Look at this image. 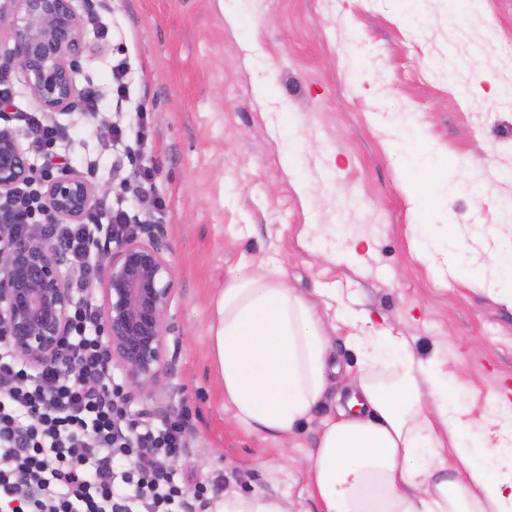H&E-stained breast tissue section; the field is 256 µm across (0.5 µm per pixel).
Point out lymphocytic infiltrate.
<instances>
[{
    "label": "lymphocytic infiltrate",
    "instance_id": "obj_1",
    "mask_svg": "<svg viewBox=\"0 0 512 512\" xmlns=\"http://www.w3.org/2000/svg\"><path fill=\"white\" fill-rule=\"evenodd\" d=\"M18 234L41 224L78 270L72 288L69 344L74 365L67 374L45 367L30 373L0 344V506L9 512H167L183 491L167 461L181 444L174 421L138 433L119 434L112 410V382L96 311L86 299L100 273L98 234L104 225L127 224L121 207L90 211L81 224H50L38 185L21 187L12 202ZM132 461L123 478L114 459Z\"/></svg>",
    "mask_w": 512,
    "mask_h": 512
}]
</instances>
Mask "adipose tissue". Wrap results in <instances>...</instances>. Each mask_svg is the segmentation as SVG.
Returning a JSON list of instances; mask_svg holds the SVG:
<instances>
[{
    "label": "adipose tissue",
    "mask_w": 512,
    "mask_h": 512,
    "mask_svg": "<svg viewBox=\"0 0 512 512\" xmlns=\"http://www.w3.org/2000/svg\"><path fill=\"white\" fill-rule=\"evenodd\" d=\"M351 342L362 362L352 395L307 454L320 512H512V448L489 470L460 442L442 361L417 358L389 330ZM210 344L234 422L282 443L339 371L321 316L274 259L225 280Z\"/></svg>",
    "instance_id": "obj_1"
}]
</instances>
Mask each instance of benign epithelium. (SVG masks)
Returning <instances> with one entry per match:
<instances>
[{
  "mask_svg": "<svg viewBox=\"0 0 512 512\" xmlns=\"http://www.w3.org/2000/svg\"><path fill=\"white\" fill-rule=\"evenodd\" d=\"M85 15L77 0H0V52L16 66L20 81L41 111H74L84 100L76 82L88 50L81 36ZM36 177L16 132L0 128V198ZM111 191L64 170L46 184L50 223L78 224ZM104 306L98 317L107 356L125 381L149 399L163 379L178 373L181 336L171 315L175 278L165 227L150 220L112 235L101 249ZM65 257L42 235L17 234L12 216L0 211V342L36 368L69 367L65 344L73 293L63 271ZM118 422L133 434L137 420L129 395L112 387ZM185 512H207L199 489L185 493Z\"/></svg>",
  "mask_w": 512,
  "mask_h": 512,
  "instance_id": "7a95c632",
  "label": "benign epithelium"
}]
</instances>
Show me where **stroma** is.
<instances>
[{"label":"stroma","instance_id":"stroma-1","mask_svg":"<svg viewBox=\"0 0 512 512\" xmlns=\"http://www.w3.org/2000/svg\"><path fill=\"white\" fill-rule=\"evenodd\" d=\"M107 27L82 37L80 87L93 113L51 114L66 137L108 139L113 57L132 65L147 110L145 146L159 221L171 245L183 334L175 416L183 446L170 461L183 488L261 492L289 512H319L306 456L351 388L333 378L289 448L236 425L224 408L209 327L241 256L277 258L288 284L323 314L330 355L358 372L341 319L366 309L448 371L464 444L484 455L512 444L498 410L512 388V304L491 290L488 256L512 241V0L448 21V0H92ZM488 76L474 90L472 76ZM432 150L423 170L397 150L396 125ZM478 172L486 190L446 193ZM471 252L423 258L413 227L447 221ZM366 246L351 255L355 240Z\"/></svg>","mask_w":512,"mask_h":512}]
</instances>
